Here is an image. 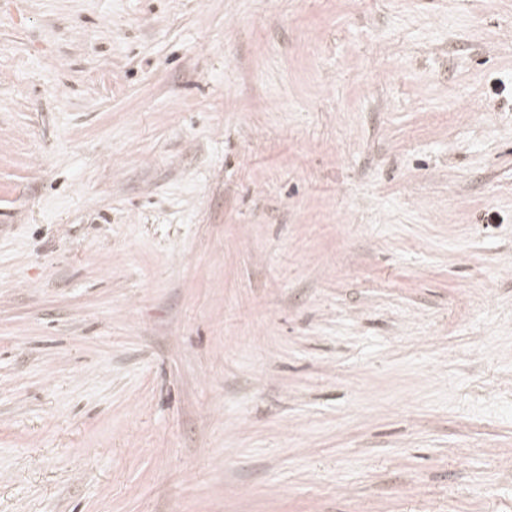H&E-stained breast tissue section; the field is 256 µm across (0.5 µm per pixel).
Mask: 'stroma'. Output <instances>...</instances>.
I'll use <instances>...</instances> for the list:
<instances>
[{
  "mask_svg": "<svg viewBox=\"0 0 512 512\" xmlns=\"http://www.w3.org/2000/svg\"><path fill=\"white\" fill-rule=\"evenodd\" d=\"M0 512H512V0H0Z\"/></svg>",
  "mask_w": 512,
  "mask_h": 512,
  "instance_id": "obj_1",
  "label": "stroma"
}]
</instances>
